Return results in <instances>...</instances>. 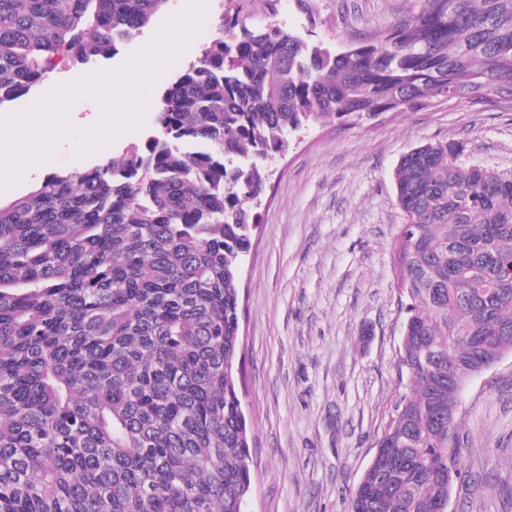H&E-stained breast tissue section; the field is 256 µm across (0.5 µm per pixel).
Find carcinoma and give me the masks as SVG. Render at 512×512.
I'll return each mask as SVG.
<instances>
[{
    "label": "carcinoma",
    "mask_w": 512,
    "mask_h": 512,
    "mask_svg": "<svg viewBox=\"0 0 512 512\" xmlns=\"http://www.w3.org/2000/svg\"><path fill=\"white\" fill-rule=\"evenodd\" d=\"M168 0H0V106L66 55L108 58ZM512 94V0H423L338 53L224 26L167 85L158 132L0 204V512H247L236 282L266 161L322 120ZM466 144L405 154L409 391L350 512L448 507L458 392L512 352V174Z\"/></svg>",
    "instance_id": "carcinoma-1"
}]
</instances>
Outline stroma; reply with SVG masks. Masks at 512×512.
Here are the masks:
<instances>
[{
  "instance_id": "stroma-1",
  "label": "stroma",
  "mask_w": 512,
  "mask_h": 512,
  "mask_svg": "<svg viewBox=\"0 0 512 512\" xmlns=\"http://www.w3.org/2000/svg\"><path fill=\"white\" fill-rule=\"evenodd\" d=\"M421 0H207L200 34L165 72L195 60L221 14L247 27L276 23L336 49L416 12ZM186 0L110 59L67 63L8 103L33 105L59 84L123 66L148 45ZM162 85L152 86L143 124L90 154L92 162L140 143L156 128ZM72 134L47 160L0 189L9 202L55 170L74 166L77 131L102 116L90 96L70 107ZM466 144L464 163L512 173V102L489 97L439 102L418 112H386L356 124L318 123L294 136L274 166L243 262L238 384L250 423L253 492L248 512H349L406 382L398 361L406 320L393 247L403 215L394 172L411 149L438 141ZM458 473L448 512H512V354L472 377L459 395Z\"/></svg>"
}]
</instances>
